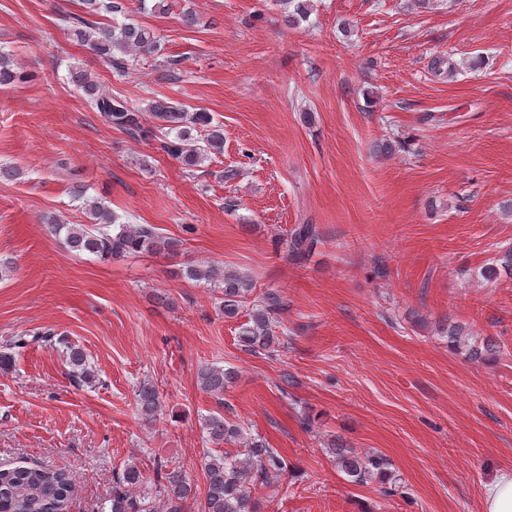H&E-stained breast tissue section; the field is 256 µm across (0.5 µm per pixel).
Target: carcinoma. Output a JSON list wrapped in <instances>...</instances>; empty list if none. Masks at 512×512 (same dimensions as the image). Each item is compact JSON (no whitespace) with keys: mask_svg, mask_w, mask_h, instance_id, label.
Listing matches in <instances>:
<instances>
[{"mask_svg":"<svg viewBox=\"0 0 512 512\" xmlns=\"http://www.w3.org/2000/svg\"><path fill=\"white\" fill-rule=\"evenodd\" d=\"M82 13H71L64 21L74 40L88 47L112 72L124 76L139 59L153 57L161 52L155 31L131 18L126 0H81ZM290 9L284 11V22L298 26L309 19L311 0H286ZM112 15V24L99 25L94 17ZM29 79L12 55L0 49V86H10ZM70 82L82 94L88 105L100 113L107 122L133 136L154 137L160 149L177 160L187 172L195 170L218 153L224 146V128L213 123L206 112H189L178 104L152 100L148 110L157 124L150 129L142 122L141 112L130 108L124 101L106 93L101 84L87 71L74 67ZM83 209L89 222L64 224L56 217L45 218L52 233L64 235L65 244L72 251L88 252L102 259L118 260L147 249L159 250L169 242L163 240L149 226L118 223L114 214L100 198H86ZM322 232L315 224H297L288 234V256L295 262L306 260L318 244ZM512 270V247L483 266L480 277L486 281L497 279L499 268ZM185 276L218 287L224 300V317L234 319L247 311L248 320L240 326L238 341L244 350L260 354L275 351L283 344L276 328V315L284 310L281 295L273 290L257 291V285L247 275L215 265H190ZM448 343L455 349H465L471 361H480L495 352L490 340L469 342L465 328L458 323L443 326ZM56 333L48 328L27 338L17 336L10 348H25L32 343L54 345L62 343L72 366L71 376L76 383H84L90 375L87 357L73 345L55 340ZM235 372L229 368L206 366L198 373L202 390L222 398L224 389L233 380ZM139 409L147 421L156 420L159 408L157 391L148 385L139 392ZM209 441L218 449L224 445L243 447L236 454L224 451L207 453L204 457L206 492H197L181 471L155 470L151 482L137 465L124 468L119 487L112 495L110 512H259L255 493L270 480L288 470V464L277 449L246 433L244 427L222 412H213L204 419ZM329 453L336 460L338 470L347 482L365 485L388 475L389 462L377 453H362L341 442L331 441ZM75 479L65 469L43 467H13L0 469V512H69Z\"/></svg>","mask_w":512,"mask_h":512,"instance_id":"1","label":"carcinoma"}]
</instances>
